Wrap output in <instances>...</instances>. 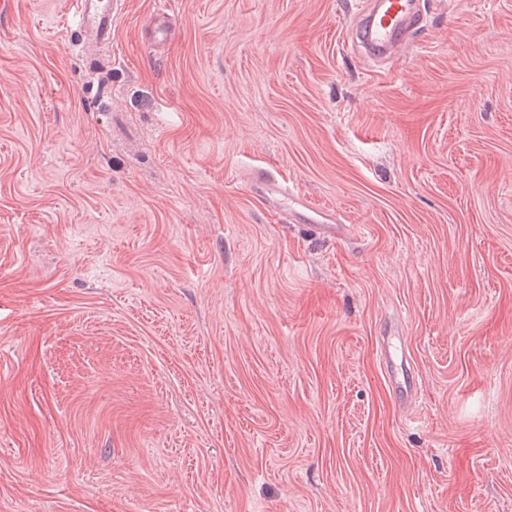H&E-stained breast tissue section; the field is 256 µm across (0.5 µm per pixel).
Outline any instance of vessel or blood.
<instances>
[{
	"label": "vessel or blood",
	"instance_id": "1",
	"mask_svg": "<svg viewBox=\"0 0 512 512\" xmlns=\"http://www.w3.org/2000/svg\"><path fill=\"white\" fill-rule=\"evenodd\" d=\"M81 49L99 52L112 46V25L124 8L125 0H68ZM423 21L419 0H366L364 9L352 20L350 43L370 59H391L408 45L409 32ZM173 24L167 10H157L149 20L145 36L150 44L167 45ZM251 191L264 206L281 212L291 211L298 223L309 225L318 236L333 241L347 236L352 227L336 221L334 212L318 207L305 196L287 188L279 179L256 174ZM404 350L398 336L379 341V362L384 377L401 404L412 403L418 382L403 364Z\"/></svg>",
	"mask_w": 512,
	"mask_h": 512
}]
</instances>
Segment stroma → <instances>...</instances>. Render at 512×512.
<instances>
[{"instance_id":"1","label":"stroma","mask_w":512,"mask_h":512,"mask_svg":"<svg viewBox=\"0 0 512 512\" xmlns=\"http://www.w3.org/2000/svg\"><path fill=\"white\" fill-rule=\"evenodd\" d=\"M426 2L373 63L357 0H127L103 69L0 0V512H512V0ZM171 15L165 9L157 10L147 23L145 37L154 46H166L172 39ZM251 191L270 209L281 212L288 211L289 207L299 224H308L323 239L335 241L352 232L350 224H335L334 212L314 205L275 177L257 173L252 179ZM403 355L401 336H381L379 362L383 366L385 380L401 404L407 405L417 394L418 382L407 365L404 366Z\"/></svg>"}]
</instances>
